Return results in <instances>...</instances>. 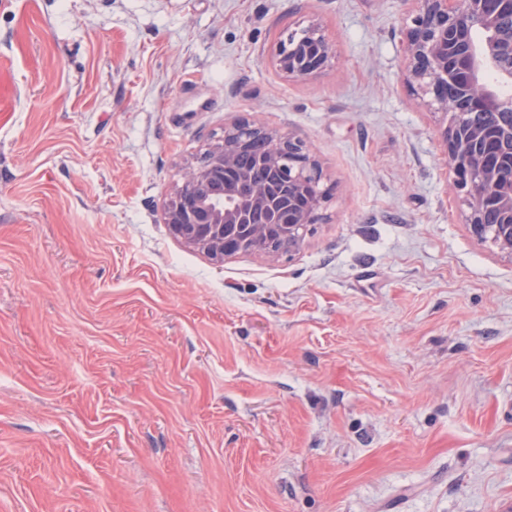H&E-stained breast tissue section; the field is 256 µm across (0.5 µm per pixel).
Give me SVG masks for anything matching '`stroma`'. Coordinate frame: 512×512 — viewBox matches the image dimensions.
<instances>
[{
    "mask_svg": "<svg viewBox=\"0 0 512 512\" xmlns=\"http://www.w3.org/2000/svg\"><path fill=\"white\" fill-rule=\"evenodd\" d=\"M411 8L0 0V512H512V256L406 86ZM243 117L330 195L217 264L163 206ZM334 53L333 44L319 28L311 27L299 37L289 34L277 42L276 65L287 77L303 79L320 73Z\"/></svg>",
    "mask_w": 512,
    "mask_h": 512,
    "instance_id": "35a3bbf8",
    "label": "stroma"
}]
</instances>
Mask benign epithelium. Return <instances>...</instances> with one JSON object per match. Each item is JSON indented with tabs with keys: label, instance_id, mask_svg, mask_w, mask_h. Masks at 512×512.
I'll use <instances>...</instances> for the list:
<instances>
[{
	"label": "benign epithelium",
	"instance_id": "obj_1",
	"mask_svg": "<svg viewBox=\"0 0 512 512\" xmlns=\"http://www.w3.org/2000/svg\"><path fill=\"white\" fill-rule=\"evenodd\" d=\"M415 8L404 31L406 83L425 106L441 113L450 189L467 206L466 223L479 240L512 255V0H411ZM484 32L483 41L473 31ZM334 55L319 28L289 34L275 48L279 72L303 79L320 73ZM496 72V82L486 79ZM469 112L503 113L507 121L476 126ZM266 140L255 169L239 156L255 137ZM322 171L306 144L292 132L245 118L224 128L196 165L182 168L164 220L186 246L220 264L241 252L276 256L297 249L320 220L328 196Z\"/></svg>",
	"mask_w": 512,
	"mask_h": 512
}]
</instances>
